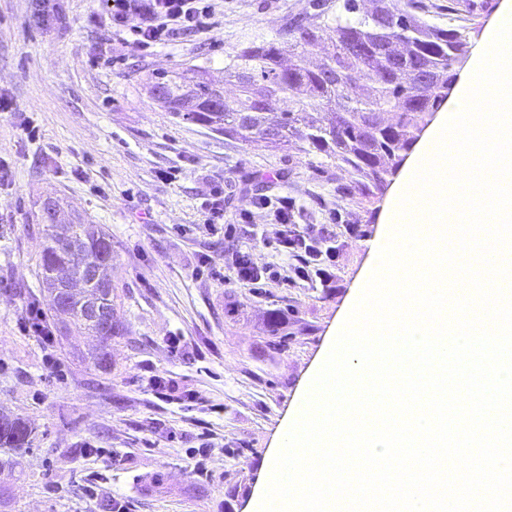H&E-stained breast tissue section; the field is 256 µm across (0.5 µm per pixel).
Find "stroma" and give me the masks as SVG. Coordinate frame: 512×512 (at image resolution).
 <instances>
[{"label": "stroma", "instance_id": "stroma-1", "mask_svg": "<svg viewBox=\"0 0 512 512\" xmlns=\"http://www.w3.org/2000/svg\"><path fill=\"white\" fill-rule=\"evenodd\" d=\"M53 27L31 20L33 0H0V404L40 441L11 486L15 512H249L268 455L371 258L386 196L367 208L337 195L355 172L298 144H245L176 121L148 91L151 75L199 67L224 86L228 53L271 40L343 0H215L205 35L153 53L112 31L105 0H61ZM418 15L470 26L477 43L501 0H412ZM174 171L168 183L161 171ZM224 187L232 237L204 227L201 207ZM293 197L306 224L334 225L330 287L268 281L219 284L209 267L233 250L275 267L287 257L257 196ZM54 197L112 237V285L126 331L112 363L85 358L95 338L75 328L45 347L21 329L28 305L48 307L39 273L42 206ZM248 222H241L242 212ZM210 266H203V257ZM181 350L172 353L171 337ZM201 404L159 398L154 376Z\"/></svg>", "mask_w": 512, "mask_h": 512}]
</instances>
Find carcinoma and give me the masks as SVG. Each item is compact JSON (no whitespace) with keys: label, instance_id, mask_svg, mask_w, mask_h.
Masks as SVG:
<instances>
[{"label":"carcinoma","instance_id":"1","mask_svg":"<svg viewBox=\"0 0 512 512\" xmlns=\"http://www.w3.org/2000/svg\"><path fill=\"white\" fill-rule=\"evenodd\" d=\"M377 2L372 13L361 16L357 0H344L343 13L329 23L299 26L286 40L228 54L224 73L239 91L235 108L224 103L223 88L199 68L156 76L152 97L177 120L206 123L245 143L259 139L286 147L298 141L307 155L351 167L358 179L338 193L357 205L369 203L448 99L469 44L464 25L440 28L397 0ZM61 14L57 0H34L32 17L38 24L53 25ZM319 45L326 57L313 69L304 56ZM356 76L372 85L370 93L353 92ZM44 234L40 268L47 290L75 278L83 253L99 256L106 276H112V238L99 225L70 215L45 226ZM100 300L111 315L105 331L86 322L75 305L54 315L62 326L78 325L98 338L87 358L105 367L112 337L123 335L124 325L114 289H105ZM35 440L24 420L0 408V475L15 473Z\"/></svg>","mask_w":512,"mask_h":512}]
</instances>
